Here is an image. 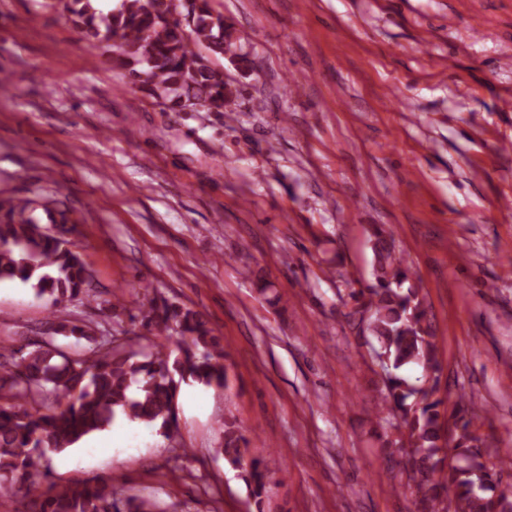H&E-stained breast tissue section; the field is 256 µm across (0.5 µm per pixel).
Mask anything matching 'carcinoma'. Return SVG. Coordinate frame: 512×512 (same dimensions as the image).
Returning a JSON list of instances; mask_svg holds the SVG:
<instances>
[{
	"instance_id": "carcinoma-1",
	"label": "carcinoma",
	"mask_w": 512,
	"mask_h": 512,
	"mask_svg": "<svg viewBox=\"0 0 512 512\" xmlns=\"http://www.w3.org/2000/svg\"><path fill=\"white\" fill-rule=\"evenodd\" d=\"M63 7L85 38L119 36L112 68L126 71L148 95L180 112L187 103L205 112L237 105L239 90L210 62L234 45L233 30L209 0H188V33L181 20L170 17L167 0H121L108 15L95 0H63ZM72 223L71 210L55 200L0 203V281L30 286L55 312L41 339L0 351V485H17L12 493H0L5 512H120L123 492L115 486L55 485L45 449L64 451L117 417L155 427L171 440L179 380L228 386L224 346L197 311L166 303L150 307L157 334L176 337L183 351L184 357L173 360L161 348L141 357L126 352L115 337L57 315L80 295L96 301L90 270L64 238ZM372 250L375 282L350 297L384 356L385 395L377 415L399 420L404 429L394 445L408 456L417 512H449L451 504L454 512H512V490L501 487L487 466L470 421L448 415L437 396L441 362L409 265L380 228L372 233ZM83 339L86 348L80 347ZM406 366L420 371L415 381L400 374ZM223 439L215 454L242 472L253 496H261L268 472L247 458L248 439L228 423Z\"/></svg>"
}]
</instances>
